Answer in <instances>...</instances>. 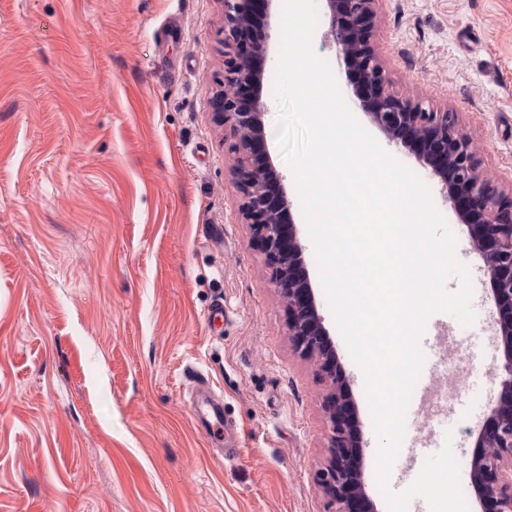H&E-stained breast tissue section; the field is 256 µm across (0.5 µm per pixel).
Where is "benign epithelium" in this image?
<instances>
[{
    "mask_svg": "<svg viewBox=\"0 0 512 512\" xmlns=\"http://www.w3.org/2000/svg\"><path fill=\"white\" fill-rule=\"evenodd\" d=\"M224 6V89L208 101L213 119L230 131L232 172L242 223L263 254L270 280L287 303L288 336L296 353L313 360L329 381L324 411L329 456L317 473L334 512H377L365 481V442L345 371L319 313L305 247L291 216L282 174L268 148L263 116L264 60L275 0H220ZM328 37L346 67L348 85L390 145L413 156L441 187L444 201L481 261L487 300L501 350L499 395L475 430L470 483L476 512H512V187L481 166L457 113L392 87L373 40L382 0H322Z\"/></svg>",
    "mask_w": 512,
    "mask_h": 512,
    "instance_id": "benign-epithelium-1",
    "label": "benign epithelium"
}]
</instances>
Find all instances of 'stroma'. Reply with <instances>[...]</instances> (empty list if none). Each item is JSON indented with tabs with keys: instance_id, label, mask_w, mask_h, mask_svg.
Here are the masks:
<instances>
[{
	"instance_id": "obj_1",
	"label": "stroma",
	"mask_w": 512,
	"mask_h": 512,
	"mask_svg": "<svg viewBox=\"0 0 512 512\" xmlns=\"http://www.w3.org/2000/svg\"><path fill=\"white\" fill-rule=\"evenodd\" d=\"M280 19L264 115L305 243L318 308L377 438L364 375L330 312L294 177L277 143ZM393 88L457 112L491 177L512 180V0H382L375 38ZM224 79L221 0H0V512H333L316 363L291 345L284 303L239 215L231 139L207 103ZM473 282L475 321L451 443L465 499L474 427L499 394L481 262L442 200ZM223 305V319L212 310ZM222 403L226 436L194 416ZM423 431L405 421L390 486L406 489Z\"/></svg>"
}]
</instances>
